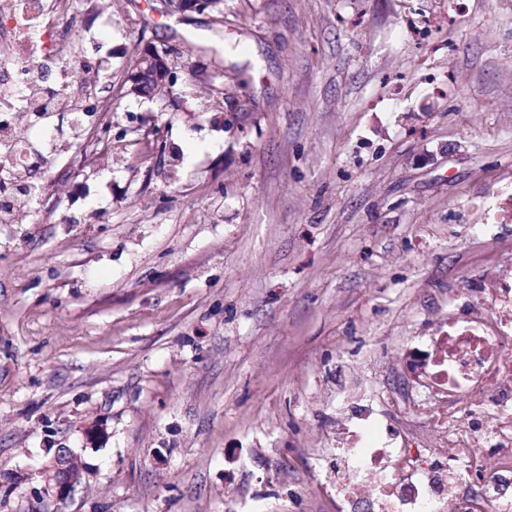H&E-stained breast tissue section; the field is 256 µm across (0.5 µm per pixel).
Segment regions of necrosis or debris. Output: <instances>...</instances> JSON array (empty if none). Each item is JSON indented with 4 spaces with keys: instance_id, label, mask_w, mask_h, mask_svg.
Returning a JSON list of instances; mask_svg holds the SVG:
<instances>
[{
    "instance_id": "1",
    "label": "necrosis or debris",
    "mask_w": 512,
    "mask_h": 512,
    "mask_svg": "<svg viewBox=\"0 0 512 512\" xmlns=\"http://www.w3.org/2000/svg\"><path fill=\"white\" fill-rule=\"evenodd\" d=\"M73 12L34 6L28 15L0 13V57L11 78L0 86V137L16 140L26 126L16 100L35 84L29 58L69 76L76 64L54 30L79 25ZM13 161L25 159L18 144ZM448 320L411 348L414 378L408 415L434 417L431 444L403 439L372 407L348 415V438L336 448V512H512V265L494 268L462 294Z\"/></svg>"
}]
</instances>
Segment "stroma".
I'll use <instances>...</instances> for the list:
<instances>
[{"label":"stroma","instance_id":"obj_1","mask_svg":"<svg viewBox=\"0 0 512 512\" xmlns=\"http://www.w3.org/2000/svg\"><path fill=\"white\" fill-rule=\"evenodd\" d=\"M72 0L112 64V155L55 139L0 223V512H336L338 409L406 395L402 358L469 276L512 182V0ZM167 50L176 85L124 95ZM103 424L99 448L85 427ZM88 471L66 504L30 471ZM487 200L483 204L484 219L477 224L476 229L485 235H491L497 229L496 224H505L506 221L512 223V184L501 186ZM87 471L81 456L70 448H54L40 475L43 493L59 503L67 502Z\"/></svg>","mask_w":512,"mask_h":512}]
</instances>
